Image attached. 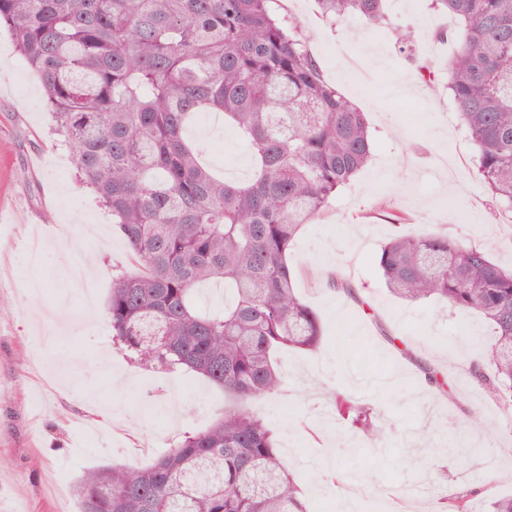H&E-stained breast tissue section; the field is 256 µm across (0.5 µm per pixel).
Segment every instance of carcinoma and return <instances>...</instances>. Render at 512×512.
Wrapping results in <instances>:
<instances>
[{
	"instance_id": "carcinoma-1",
	"label": "carcinoma",
	"mask_w": 512,
	"mask_h": 512,
	"mask_svg": "<svg viewBox=\"0 0 512 512\" xmlns=\"http://www.w3.org/2000/svg\"><path fill=\"white\" fill-rule=\"evenodd\" d=\"M325 21L361 17L417 59L410 28L384 0H316ZM276 0H0V29L38 75L54 132L78 180L112 214L138 266L112 276L105 317L131 360L197 373L238 405L186 432L147 467L90 469L79 512H305L274 430L242 403L276 394L275 355L322 336L288 263L300 228L368 166L365 113L324 78ZM455 20L444 84L478 148L488 218L512 214V0H432ZM221 112L247 142L252 173L228 181L185 137L199 112ZM378 269L396 297L475 311L494 338L488 398L512 403V270L480 246L425 230L394 236ZM221 279L232 304L204 310L198 287ZM348 411L364 436L382 429ZM472 492L437 501L471 512Z\"/></svg>"
}]
</instances>
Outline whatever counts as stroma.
I'll use <instances>...</instances> for the list:
<instances>
[{
    "instance_id": "1",
    "label": "stroma",
    "mask_w": 512,
    "mask_h": 512,
    "mask_svg": "<svg viewBox=\"0 0 512 512\" xmlns=\"http://www.w3.org/2000/svg\"><path fill=\"white\" fill-rule=\"evenodd\" d=\"M399 25L418 30L420 59L441 69L454 49L433 34L454 28L427 0H387ZM299 22L325 79L365 112L376 148L370 164L304 225L289 263L297 288L325 321L314 351H283L280 395L251 403L278 430L279 455L308 512H368L391 489L435 512L437 498L468 488L474 512L512 494V404L490 401L472 363L492 330L479 315L438 302L407 303L374 265L415 227L475 243L512 267V217L489 221L476 149L447 89L417 75L392 36L357 19L323 22L315 0H279ZM189 133L226 177L244 179L250 158L221 116L201 114ZM72 151L50 131L39 81L0 32V512H79L83 470L149 465L178 434L208 427L224 392L199 375L132 364L112 341L105 309L112 272L131 269L112 219L77 184ZM340 273L351 289L329 286ZM436 367L449 388L424 377ZM352 392L385 436L381 451L339 412ZM482 409L481 425L469 415ZM431 479L422 480L423 463ZM363 464L367 486L335 481Z\"/></svg>"
}]
</instances>
